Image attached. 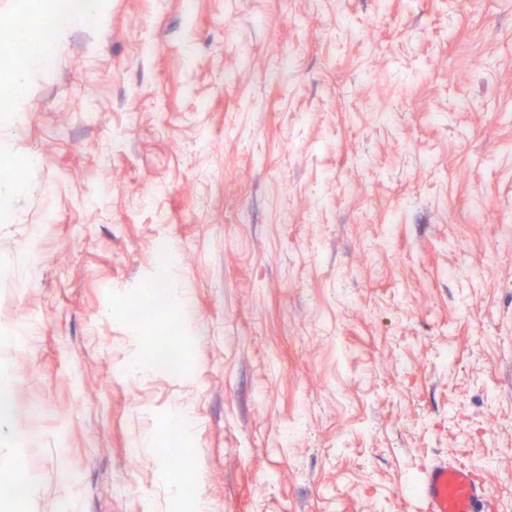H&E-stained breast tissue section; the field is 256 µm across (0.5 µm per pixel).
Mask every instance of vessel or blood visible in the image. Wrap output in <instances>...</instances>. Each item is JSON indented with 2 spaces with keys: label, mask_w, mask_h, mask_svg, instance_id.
<instances>
[{
  "label": "vessel or blood",
  "mask_w": 512,
  "mask_h": 512,
  "mask_svg": "<svg viewBox=\"0 0 512 512\" xmlns=\"http://www.w3.org/2000/svg\"><path fill=\"white\" fill-rule=\"evenodd\" d=\"M414 495L425 512H483L487 498L485 482L477 472L445 459L424 469Z\"/></svg>",
  "instance_id": "1"
}]
</instances>
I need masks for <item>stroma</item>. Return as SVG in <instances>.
Masks as SVG:
<instances>
[{
  "instance_id": "stroma-1",
  "label": "stroma",
  "mask_w": 512,
  "mask_h": 512,
  "mask_svg": "<svg viewBox=\"0 0 512 512\" xmlns=\"http://www.w3.org/2000/svg\"><path fill=\"white\" fill-rule=\"evenodd\" d=\"M102 3L0 125V377L26 403L0 485L25 512H183L189 487L420 512L448 459L512 512V0ZM169 245L193 316L160 371L126 310Z\"/></svg>"
}]
</instances>
